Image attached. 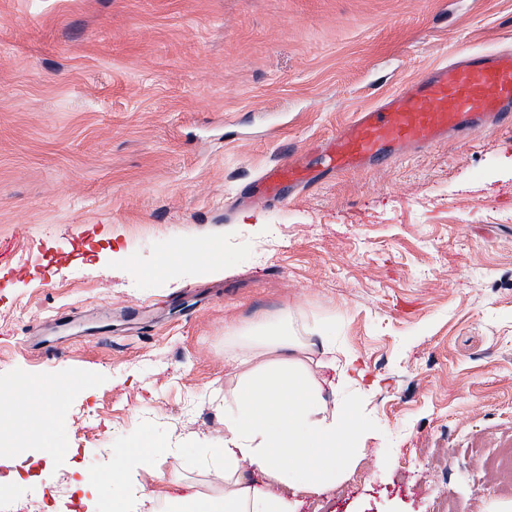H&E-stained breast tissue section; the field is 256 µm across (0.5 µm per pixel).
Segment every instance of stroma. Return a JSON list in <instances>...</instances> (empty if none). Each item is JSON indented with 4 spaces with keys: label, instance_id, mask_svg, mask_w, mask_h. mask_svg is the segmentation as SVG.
I'll return each mask as SVG.
<instances>
[{
    "label": "stroma",
    "instance_id": "obj_1",
    "mask_svg": "<svg viewBox=\"0 0 512 512\" xmlns=\"http://www.w3.org/2000/svg\"><path fill=\"white\" fill-rule=\"evenodd\" d=\"M509 45L512 0H0V254L85 241L0 294V388L63 389L43 420L0 415L12 494L109 512L110 449L148 436L153 505L222 495L229 337L287 314L358 355L373 428L296 512H503L512 129L239 197L426 67ZM207 242L223 274L171 264Z\"/></svg>",
    "mask_w": 512,
    "mask_h": 512
}]
</instances>
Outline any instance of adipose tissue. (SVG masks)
<instances>
[{
    "instance_id": "adipose-tissue-1",
    "label": "adipose tissue",
    "mask_w": 512,
    "mask_h": 512,
    "mask_svg": "<svg viewBox=\"0 0 512 512\" xmlns=\"http://www.w3.org/2000/svg\"><path fill=\"white\" fill-rule=\"evenodd\" d=\"M258 327L266 332L268 324ZM250 350L228 357L246 372L224 398V441L210 457L212 468L224 474V494L178 498L176 512H290L291 496L335 487L355 463L359 440L371 432L360 404L343 396L357 382L358 358L337 354L326 332L303 337L266 332ZM312 355L317 362L311 367ZM317 367L336 372L332 397H325L315 378ZM159 451L158 442L142 438L113 465L112 512L138 507L131 475L151 466ZM248 466L265 477L264 486L250 484Z\"/></svg>"
}]
</instances>
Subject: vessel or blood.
Segmentation results:
<instances>
[{
    "mask_svg": "<svg viewBox=\"0 0 512 512\" xmlns=\"http://www.w3.org/2000/svg\"><path fill=\"white\" fill-rule=\"evenodd\" d=\"M512 126V53L471 50L429 67L394 94L356 113L319 151L317 164L292 159L268 167L251 186L257 201L279 198L341 172Z\"/></svg>",
    "mask_w": 512,
    "mask_h": 512,
    "instance_id": "b4317fda",
    "label": "vessel or blood"
}]
</instances>
